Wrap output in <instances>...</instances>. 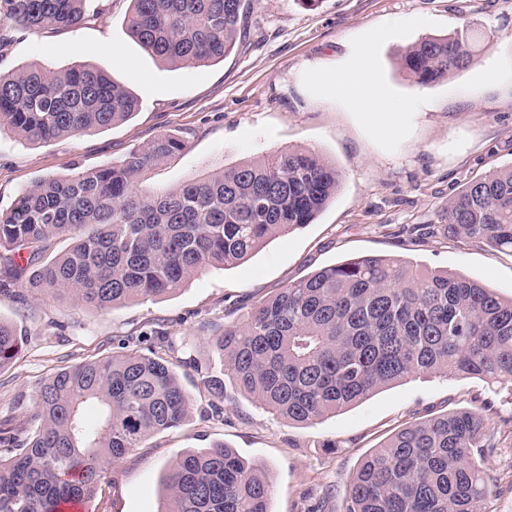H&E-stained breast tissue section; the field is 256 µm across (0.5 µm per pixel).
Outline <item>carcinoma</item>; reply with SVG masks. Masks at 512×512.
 Instances as JSON below:
<instances>
[{"instance_id":"obj_1","label":"carcinoma","mask_w":512,"mask_h":512,"mask_svg":"<svg viewBox=\"0 0 512 512\" xmlns=\"http://www.w3.org/2000/svg\"><path fill=\"white\" fill-rule=\"evenodd\" d=\"M247 0H130L129 29L150 55L199 66L228 55ZM92 0H0V18L26 32L80 27ZM473 29L403 50L419 85L466 70ZM138 101L89 65L37 64L0 71V129L30 142L100 130L128 119ZM161 134L111 164L47 176L0 210V264L21 293H63L106 309L182 288L210 267H230L271 238L313 223L341 175L310 150L288 149L174 189L142 188L146 175L184 150ZM449 239L512 253V166L468 181L448 200ZM0 319V369L22 346ZM224 376L260 407L311 425L421 374L479 377L512 386V299L446 270L365 255L322 268L253 305L215 338ZM179 360L134 350L64 367L44 381L32 425L0 427V512H61L90 504L107 469L148 438L179 428L189 398ZM224 376L212 375L213 399ZM97 407L91 423L86 408ZM488 406L413 423L361 463L347 512H486L473 458L494 448ZM157 512H269L266 470L220 444L184 453L168 469Z\"/></svg>"}]
</instances>
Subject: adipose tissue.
Returning a JSON list of instances; mask_svg holds the SVG:
<instances>
[{
  "instance_id": "1",
  "label": "adipose tissue",
  "mask_w": 512,
  "mask_h": 512,
  "mask_svg": "<svg viewBox=\"0 0 512 512\" xmlns=\"http://www.w3.org/2000/svg\"><path fill=\"white\" fill-rule=\"evenodd\" d=\"M373 54L372 43H365L355 64L337 77H326V84L336 92L351 97L362 106L365 118L374 131L383 137L395 134V116L399 107L380 94L368 78V63Z\"/></svg>"
}]
</instances>
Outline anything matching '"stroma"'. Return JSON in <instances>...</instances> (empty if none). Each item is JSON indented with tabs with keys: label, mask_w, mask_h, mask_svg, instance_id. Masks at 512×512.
I'll use <instances>...</instances> for the list:
<instances>
[{
	"label": "stroma",
	"mask_w": 512,
	"mask_h": 512,
	"mask_svg": "<svg viewBox=\"0 0 512 512\" xmlns=\"http://www.w3.org/2000/svg\"><path fill=\"white\" fill-rule=\"evenodd\" d=\"M102 16L68 32L11 30L0 70L29 64H92L139 101L112 127L46 143L0 131V209L46 175L121 159L164 132L185 142L145 186L169 190L206 173L285 149L320 153L342 173L336 196L313 224L272 238L229 269L210 268L176 293L106 310L47 293L0 294V318L24 336L0 369V421L22 429L42 382L59 369L112 354L119 341L149 353L144 335L165 324L191 399L184 424L113 463L95 512H157L168 467L184 452L222 443L264 465L272 512H346L349 479L362 459L406 425L490 405L498 440L478 463L486 512H512V392L477 378L423 375L311 426L276 418L226 386L214 404L206 376L222 358L214 338L252 304L339 261L395 256L459 272L512 297V254L463 245L438 230L439 214L468 180L512 165V0H253L246 34L223 61L172 67L146 53L128 26L129 0H99ZM470 25L471 66L429 86L401 67L399 51ZM371 69L406 114L400 132L376 135L358 106L311 78L345 67L376 30Z\"/></svg>",
	"instance_id": "obj_1"
}]
</instances>
